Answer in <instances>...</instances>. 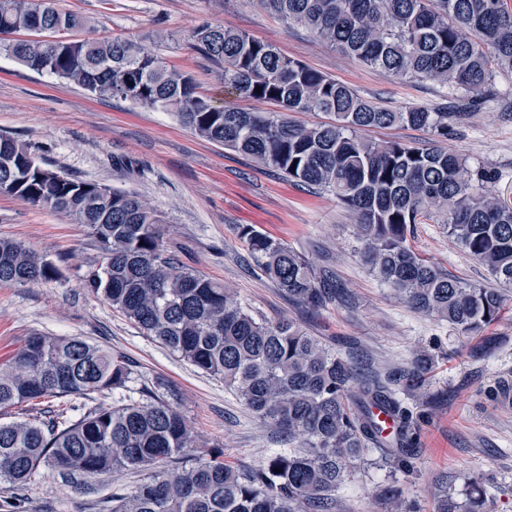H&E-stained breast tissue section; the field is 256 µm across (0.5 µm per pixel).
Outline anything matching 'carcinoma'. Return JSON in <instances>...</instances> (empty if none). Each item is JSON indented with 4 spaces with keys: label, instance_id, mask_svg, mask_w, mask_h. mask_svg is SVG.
Segmentation results:
<instances>
[{
    "label": "carcinoma",
    "instance_id": "cac0c4a2",
    "mask_svg": "<svg viewBox=\"0 0 512 512\" xmlns=\"http://www.w3.org/2000/svg\"><path fill=\"white\" fill-rule=\"evenodd\" d=\"M259 2L370 67L469 93L471 107L492 94L494 69L512 70V9L504 0ZM87 24L55 0H0V52L93 96L171 112L199 137L251 155L292 183L331 193L354 217L361 260L402 301L475 335L499 320L512 299V203L485 191L494 175L472 170L440 145L458 113L380 106L270 43L203 24L194 41L224 63V88L278 111L217 106L192 76L138 42L50 39L60 28ZM290 112H323L330 120L298 124ZM393 126L433 139L416 146L361 136ZM6 181L14 183V197L64 214L93 238L100 259L84 277L86 288L144 335L224 381L290 447L249 469L224 463V449L211 448L190 466L168 470L165 463L193 447L190 428L176 408L145 390L138 400L97 404L76 419L74 405L0 423L1 483L22 490L43 468L66 482L137 471L143 478L112 496V512H332L336 490L358 465L411 470L418 430L408 399L424 393L430 354L419 352L383 376L339 356L294 321L257 317L223 283L169 253L162 219L147 201L60 175L26 145L0 136V184ZM442 211L448 235L487 268L494 285L463 281L415 252V225ZM238 233L288 300L316 310L336 293L288 246L251 224ZM58 276L54 261L23 241L0 238L1 284ZM132 375L123 358L98 345L35 333L0 363V411L89 399L126 387ZM485 505V487L474 479L461 502L439 495L437 512H485Z\"/></svg>",
    "mask_w": 512,
    "mask_h": 512
}]
</instances>
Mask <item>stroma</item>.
<instances>
[{
  "label": "stroma",
  "instance_id": "35a3bbf8",
  "mask_svg": "<svg viewBox=\"0 0 512 512\" xmlns=\"http://www.w3.org/2000/svg\"><path fill=\"white\" fill-rule=\"evenodd\" d=\"M90 20L74 30L84 38H129L158 53L167 66L189 71L215 103L253 112L273 103L224 90V65L197 50L189 35L201 25L224 26L276 45L298 60L391 109L435 106L445 89L429 80L399 79L372 69L264 10L258 0H56ZM495 94L448 126L443 145L471 167L494 173L486 188L512 202V72L494 73ZM0 135L29 146L61 174L139 194L164 220L165 247L201 274L233 289L255 314L290 319L321 337L337 354L384 373L428 352L433 365L417 414L418 454L409 473L357 470L336 493L334 512H434L448 491L461 498L470 478L488 489L486 512H512V409L490 394L512 383V309L473 336L415 311L361 262L354 221L330 193L288 182L244 153L196 137L171 114L119 97L100 98L0 54ZM442 215L416 225V252L449 274L485 284L489 274L449 237ZM258 230L302 254L341 294L312 312L284 297L261 275L238 227ZM0 237L24 240L59 265L60 278L38 285L0 284V360L35 332L78 337L125 357L139 385L173 403L196 437L180 456L189 465L220 448L229 462L258 465L287 442L262 424L222 381L180 361L141 334L83 277L97 261L87 231L64 215L0 195ZM138 474L109 473L64 482L44 471L23 491L26 512H110L112 496ZM398 482L392 502L384 490Z\"/></svg>",
  "mask_w": 512,
  "mask_h": 512
}]
</instances>
